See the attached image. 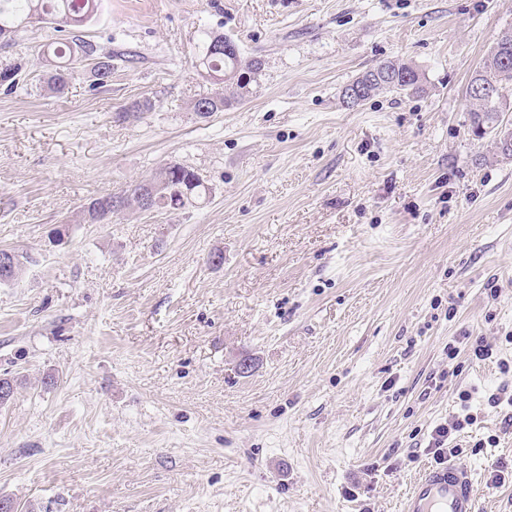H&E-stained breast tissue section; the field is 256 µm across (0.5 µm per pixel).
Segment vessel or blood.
<instances>
[{"mask_svg": "<svg viewBox=\"0 0 512 512\" xmlns=\"http://www.w3.org/2000/svg\"><path fill=\"white\" fill-rule=\"evenodd\" d=\"M402 512H479L470 472L451 461L424 467L403 499Z\"/></svg>", "mask_w": 512, "mask_h": 512, "instance_id": "vessel-or-blood-1", "label": "vessel or blood"}]
</instances>
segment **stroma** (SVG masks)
<instances>
[{
  "label": "stroma",
  "instance_id": "35a3bbf8",
  "mask_svg": "<svg viewBox=\"0 0 512 512\" xmlns=\"http://www.w3.org/2000/svg\"><path fill=\"white\" fill-rule=\"evenodd\" d=\"M512 0H99L112 80L48 89L56 24L0 47V498L17 512H400L437 424L480 512H512V162L466 88ZM259 60L247 100L195 99L205 32ZM424 91L351 108L382 60ZM150 99L139 118L119 111ZM169 162L211 190L81 219ZM482 336L497 361L448 345ZM252 370H238L242 360ZM505 483H486L494 471ZM472 421L470 414H466L463 418L455 417L448 422L436 425L431 433L427 447L432 450L433 457L438 463L445 461V452L448 451L447 445L449 438L462 431L466 425Z\"/></svg>",
  "mask_w": 512,
  "mask_h": 512
}]
</instances>
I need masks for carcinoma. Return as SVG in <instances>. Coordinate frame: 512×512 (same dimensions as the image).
<instances>
[{"label":"carcinoma","instance_id":"obj_1","mask_svg":"<svg viewBox=\"0 0 512 512\" xmlns=\"http://www.w3.org/2000/svg\"><path fill=\"white\" fill-rule=\"evenodd\" d=\"M96 8L95 0H0V44L12 43L15 33L34 21L62 23L80 27L90 21ZM41 57L54 62L48 79V87L62 91L77 66L90 61L96 81L105 85L112 81V55L101 54L91 41L75 35L66 42H55L42 50ZM199 75L208 78L213 74L236 72L232 80L224 84V91L195 100L192 110L205 117L213 112H222L244 101L250 94V85L258 83L261 64L256 60L241 58L236 44L221 35L205 34L202 55L199 60ZM386 70L392 87L378 82L371 84L366 98L381 93L405 92L410 95L423 92L418 69L410 62L383 60L367 69V72ZM471 80L485 83L492 94L470 95L468 130L476 140L492 138L494 155L509 159L503 137L512 134V122H506L503 114L508 111L506 92L512 86V29L504 30L483 65L476 70ZM167 180L169 195L167 202L158 205L166 210H179L207 194L200 175L192 168L179 163H170L159 169Z\"/></svg>","mask_w":512,"mask_h":512}]
</instances>
